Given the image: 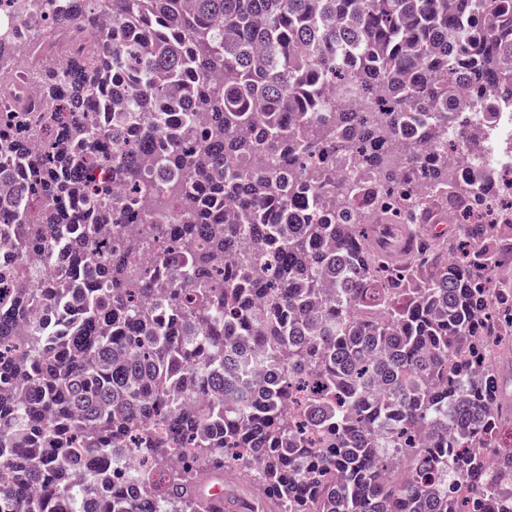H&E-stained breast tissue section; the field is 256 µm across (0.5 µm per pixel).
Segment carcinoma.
Returning a JSON list of instances; mask_svg holds the SVG:
<instances>
[{
	"label": "carcinoma",
	"mask_w": 512,
	"mask_h": 512,
	"mask_svg": "<svg viewBox=\"0 0 512 512\" xmlns=\"http://www.w3.org/2000/svg\"><path fill=\"white\" fill-rule=\"evenodd\" d=\"M42 1L83 48L64 101L0 69V512H205L247 458L232 512H512V237L439 149L512 98V0Z\"/></svg>",
	"instance_id": "carcinoma-1"
}]
</instances>
